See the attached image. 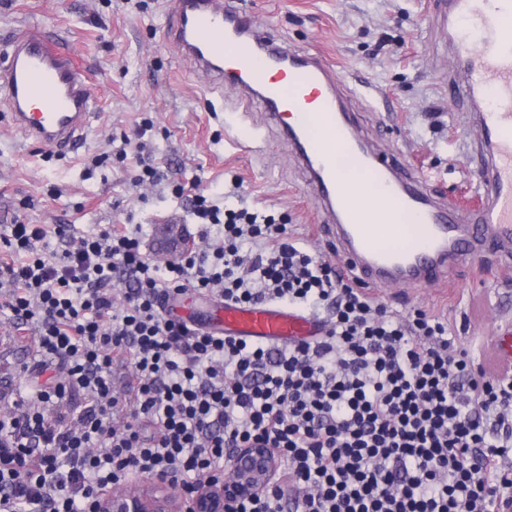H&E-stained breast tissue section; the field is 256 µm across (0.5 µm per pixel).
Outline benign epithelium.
Here are the masks:
<instances>
[{
	"mask_svg": "<svg viewBox=\"0 0 512 512\" xmlns=\"http://www.w3.org/2000/svg\"><path fill=\"white\" fill-rule=\"evenodd\" d=\"M279 460L268 448H239L218 482L190 493L170 492L158 478L142 487L121 485L95 498L92 512H241L273 486Z\"/></svg>",
	"mask_w": 512,
	"mask_h": 512,
	"instance_id": "7a95c632",
	"label": "benign epithelium"
}]
</instances>
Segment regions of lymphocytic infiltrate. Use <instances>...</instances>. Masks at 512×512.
<instances>
[{
    "label": "lymphocytic infiltrate",
    "instance_id": "obj_1",
    "mask_svg": "<svg viewBox=\"0 0 512 512\" xmlns=\"http://www.w3.org/2000/svg\"><path fill=\"white\" fill-rule=\"evenodd\" d=\"M197 187L176 194L202 246L164 266L124 227L0 235L30 376L23 394L0 379V512H89L136 474L192 489L254 444L283 469L249 512H512V372L475 361L441 317L390 316L286 225ZM189 289L323 309L327 331L285 350L217 336L169 317Z\"/></svg>",
    "mask_w": 512,
    "mask_h": 512
}]
</instances>
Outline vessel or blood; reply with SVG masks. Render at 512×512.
I'll return each instance as SVG.
<instances>
[{
  "mask_svg": "<svg viewBox=\"0 0 512 512\" xmlns=\"http://www.w3.org/2000/svg\"><path fill=\"white\" fill-rule=\"evenodd\" d=\"M173 16L168 36L203 72L238 73L242 97L270 109L284 136L306 165L316 198L332 222L329 242L361 284L448 285L459 260L493 253L512 258V40L484 14V0H440L442 31L455 51L452 78L465 92L468 119L478 128L475 153L484 165L481 204L471 223L429 197L423 184L404 181L397 164L378 159L358 140L336 99L332 74L314 56L272 46L251 18L225 9L224 0H165ZM0 102L27 140L48 147H77L91 108V82L75 54L40 30L25 29L7 54ZM327 123L343 142L340 155L326 153L313 131ZM358 167L397 200L410 217L415 238L399 249L383 245L365 224H347L348 201L337 177L341 164ZM213 332L269 345L313 342L323 323L277 303H225Z\"/></svg>",
  "mask_w": 512,
  "mask_h": 512,
  "instance_id": "b4317fda",
  "label": "vessel or blood"
}]
</instances>
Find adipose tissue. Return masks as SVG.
Returning a JSON list of instances; mask_svg holds the SVG:
<instances>
[{
    "label": "adipose tissue",
    "mask_w": 512,
    "mask_h": 512,
    "mask_svg": "<svg viewBox=\"0 0 512 512\" xmlns=\"http://www.w3.org/2000/svg\"><path fill=\"white\" fill-rule=\"evenodd\" d=\"M340 179L350 199L349 223L369 225L374 235L387 245H401L409 240V222L397 204L380 202L376 190L363 182L356 169L345 168Z\"/></svg>",
    "instance_id": "obj_1"
}]
</instances>
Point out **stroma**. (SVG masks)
I'll list each match as a JSON object with an SVG mask.
<instances>
[{
  "instance_id": "stroma-1",
  "label": "stroma",
  "mask_w": 512,
  "mask_h": 512,
  "mask_svg": "<svg viewBox=\"0 0 512 512\" xmlns=\"http://www.w3.org/2000/svg\"><path fill=\"white\" fill-rule=\"evenodd\" d=\"M224 4L332 70L343 109L378 158L401 162L446 203L478 197L476 132L448 83L454 55L436 30V0ZM170 24L162 0H0V53L25 27L47 31L77 55L94 99L80 148L65 156L23 138L0 105V225L74 224L93 232L138 224L151 257L157 224L173 219L193 231L190 206L172 188L198 175L202 193L275 215L315 259H331L313 185L265 105L242 99L235 84H213L168 40ZM123 136L142 137L144 158L164 174L160 184L134 188L135 159L112 153L113 139ZM370 294L397 317L423 309L447 318L457 344L478 359L512 328V262L493 254L462 259L445 288ZM26 354L0 312V376L18 389Z\"/></svg>"
}]
</instances>
